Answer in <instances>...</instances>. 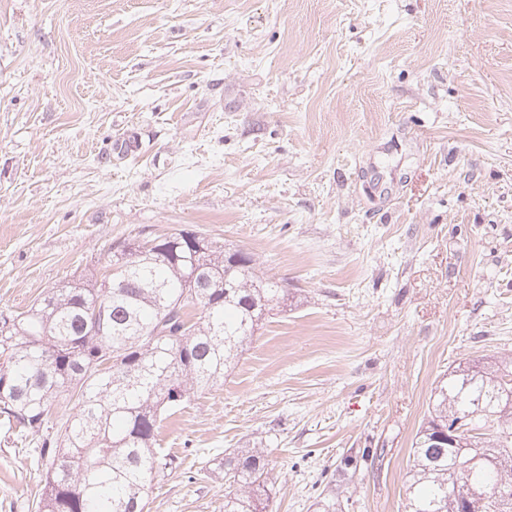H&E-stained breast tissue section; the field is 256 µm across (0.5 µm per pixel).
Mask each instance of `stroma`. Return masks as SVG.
Returning <instances> with one entry per match:
<instances>
[{
  "mask_svg": "<svg viewBox=\"0 0 512 512\" xmlns=\"http://www.w3.org/2000/svg\"><path fill=\"white\" fill-rule=\"evenodd\" d=\"M182 229L288 297L164 421L150 512H224L238 448L271 512H404L437 382L512 357V0H0V313ZM35 448L0 421V512ZM215 468L224 473V512H267L273 499L274 483L263 451L238 448L225 455Z\"/></svg>",
  "mask_w": 512,
  "mask_h": 512,
  "instance_id": "obj_1",
  "label": "stroma"
}]
</instances>
